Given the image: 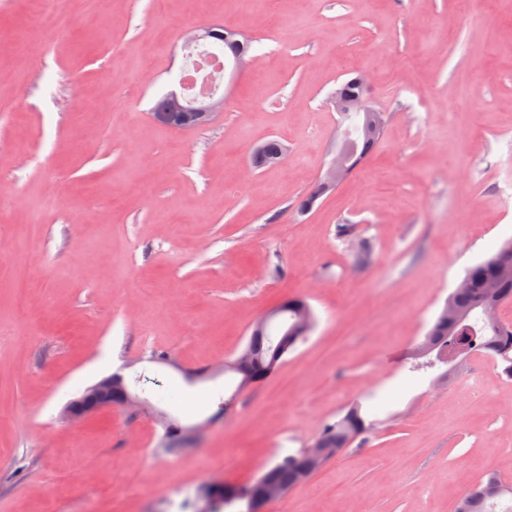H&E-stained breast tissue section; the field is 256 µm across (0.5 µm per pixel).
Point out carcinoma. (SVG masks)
Masks as SVG:
<instances>
[{"mask_svg":"<svg viewBox=\"0 0 512 512\" xmlns=\"http://www.w3.org/2000/svg\"><path fill=\"white\" fill-rule=\"evenodd\" d=\"M379 129L367 131L366 119L353 125L352 132L363 130L361 141L350 139L347 149L353 151L351 167H356L382 137L385 126L383 113H378ZM283 150V145L276 139L265 141L261 145V154L252 159L256 168L272 164L273 159ZM500 254L481 261L467 268L464 278L468 287L463 291L453 290L448 296L461 313L460 321H448L447 308H442L433 326L421 343H415L413 353L418 357L426 356V351L433 344H442L450 349L464 347L467 353L481 354L497 363H506L504 372L512 377V322L498 318L477 316L487 308L500 302L512 303V278L504 277L499 272ZM284 312L288 313V324L282 325L276 332L266 330L260 335H251L245 351L247 360L241 363V372L249 375L256 382L273 373L297 345L305 340L303 336L286 338L289 325L293 324L294 309L305 307L312 309L307 299L292 297L282 303ZM374 421L362 415V403L351 405V410L332 423L325 424L315 438L320 447L326 449V456L339 454L341 449L349 447L356 438L367 432ZM186 429L177 421L166 426L162 449L174 452L185 449ZM321 465L314 461L306 451L300 449L273 461L263 472L270 481L291 490L297 476L306 472L313 474ZM512 496V486L504 484L494 472L487 473L467 490L457 501L453 512H512V505L499 508L500 499ZM262 503L254 490V484L236 486L227 482H209L197 488L190 503L191 512H264Z\"/></svg>","mask_w":512,"mask_h":512,"instance_id":"cac0c4a2","label":"carcinoma"}]
</instances>
